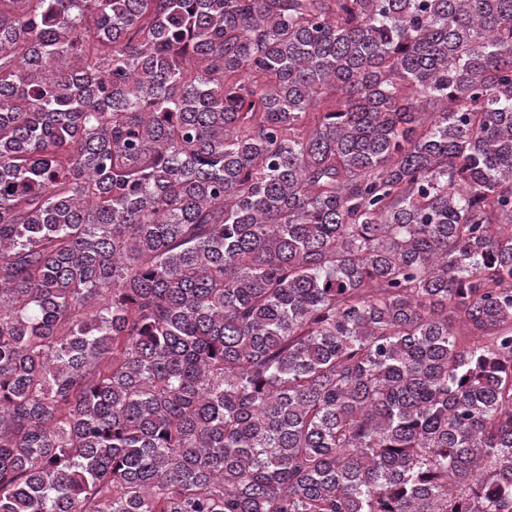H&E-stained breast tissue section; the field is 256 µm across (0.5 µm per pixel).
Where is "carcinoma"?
<instances>
[{"mask_svg": "<svg viewBox=\"0 0 512 512\" xmlns=\"http://www.w3.org/2000/svg\"><path fill=\"white\" fill-rule=\"evenodd\" d=\"M0 512H512V0H0Z\"/></svg>", "mask_w": 512, "mask_h": 512, "instance_id": "obj_1", "label": "carcinoma"}]
</instances>
